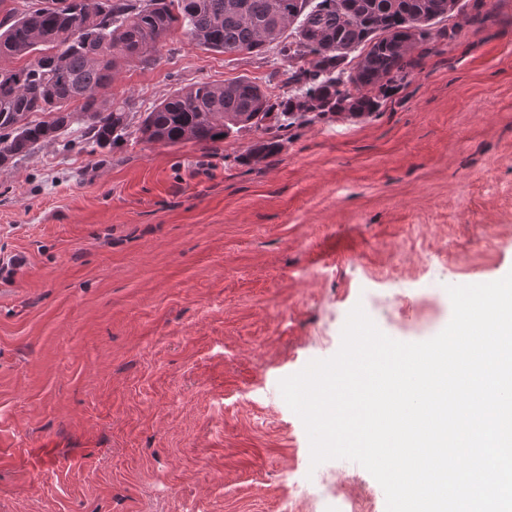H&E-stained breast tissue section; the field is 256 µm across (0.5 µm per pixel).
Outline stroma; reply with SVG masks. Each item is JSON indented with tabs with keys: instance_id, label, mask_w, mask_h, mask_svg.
I'll return each instance as SVG.
<instances>
[{
	"instance_id": "obj_1",
	"label": "stroma",
	"mask_w": 512,
	"mask_h": 512,
	"mask_svg": "<svg viewBox=\"0 0 512 512\" xmlns=\"http://www.w3.org/2000/svg\"><path fill=\"white\" fill-rule=\"evenodd\" d=\"M378 112H310L206 147L73 134L0 168V512H341L385 493L312 465L279 382L362 306L389 337L449 323L450 285L512 271V0H454ZM276 51L175 32L108 96L149 110ZM215 166L197 174L199 162Z\"/></svg>"
}]
</instances>
